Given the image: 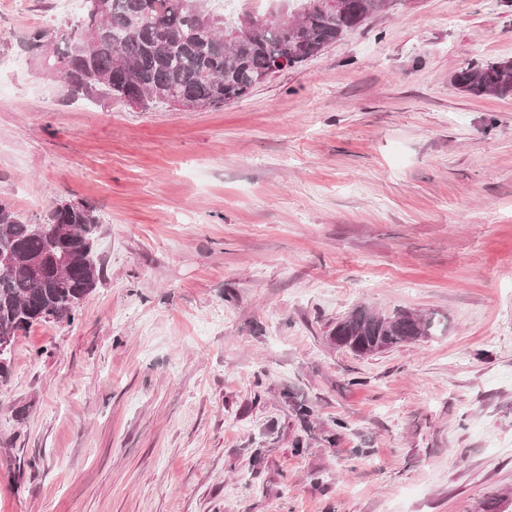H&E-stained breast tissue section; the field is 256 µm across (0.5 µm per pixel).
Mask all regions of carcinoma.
I'll list each match as a JSON object with an SVG mask.
<instances>
[{
    "label": "carcinoma",
    "mask_w": 512,
    "mask_h": 512,
    "mask_svg": "<svg viewBox=\"0 0 512 512\" xmlns=\"http://www.w3.org/2000/svg\"><path fill=\"white\" fill-rule=\"evenodd\" d=\"M82 22L65 37L55 70L72 60L78 33L87 42L86 59L65 77L76 94L107 99H144V107L170 104L178 97L202 100L210 107L235 101L253 88L255 78L285 63L294 67L390 10L393 0H271L280 21L259 22L243 5L224 9V0H84ZM234 32L227 42L224 33ZM452 83L480 96L512 94V60L471 62L456 71ZM100 220L89 204L57 207L41 232L0 202V255L45 257L40 276L0 266V331L17 336L47 319L72 321L79 303L102 280L96 255ZM72 257L61 268L56 257ZM431 315L396 311L377 314L355 309L336 322V345L364 356L435 335Z\"/></svg>",
    "instance_id": "carcinoma-1"
}]
</instances>
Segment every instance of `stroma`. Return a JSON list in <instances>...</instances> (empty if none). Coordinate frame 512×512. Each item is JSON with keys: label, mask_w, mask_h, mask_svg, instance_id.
Segmentation results:
<instances>
[{"label": "stroma", "mask_w": 512, "mask_h": 512, "mask_svg": "<svg viewBox=\"0 0 512 512\" xmlns=\"http://www.w3.org/2000/svg\"><path fill=\"white\" fill-rule=\"evenodd\" d=\"M81 16L0 0V202L95 206L104 266L15 340L0 512H512V95L452 83L512 0H404L192 112L73 97ZM359 306L444 332L358 356Z\"/></svg>", "instance_id": "1"}]
</instances>
